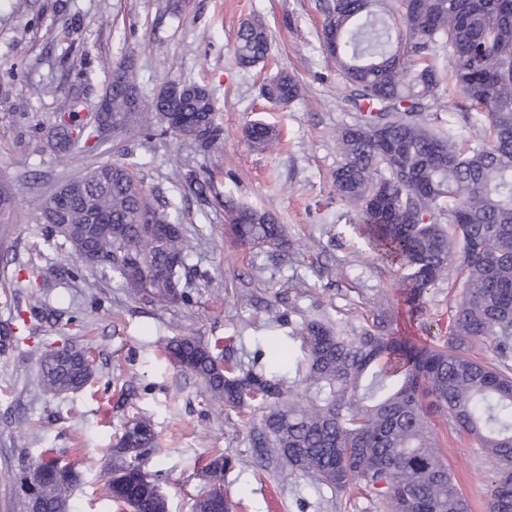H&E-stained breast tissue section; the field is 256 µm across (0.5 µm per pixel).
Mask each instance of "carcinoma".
Listing matches in <instances>:
<instances>
[{"label":"carcinoma","instance_id":"obj_1","mask_svg":"<svg viewBox=\"0 0 512 512\" xmlns=\"http://www.w3.org/2000/svg\"><path fill=\"white\" fill-rule=\"evenodd\" d=\"M325 13L321 43L336 53L345 102L357 114L336 133V196L357 210L363 246L402 274L409 313L419 311L448 265L458 264L464 297L448 310V340L438 346L399 336L387 312L353 332L305 319L292 332L301 357L298 379L288 385L261 362V349L243 367L195 337L178 336L164 355L200 379L225 414L261 413L250 430L261 459L338 492L359 483L382 512H470L432 426L431 417L442 415L501 465L487 512H512V0H328ZM268 50L265 24L243 22L234 47L239 64L253 66ZM441 55L451 62L446 74L431 62ZM445 84L468 102L466 123L487 121L488 141L467 144L426 122ZM301 94L286 71L265 86L279 106ZM102 99L106 116L121 120L119 132L133 125L147 137L180 135L164 120L167 86L143 97L129 63L116 64ZM176 103L196 125L195 140L207 151L220 149L209 90L183 83ZM376 123L406 144L404 170L383 153ZM93 135L90 119L63 112L48 144L67 155ZM245 136L266 147L275 131L254 121ZM79 181L72 210H88L103 223H58L49 195L38 199L39 221L83 264L110 267L129 294L189 301L183 272L202 230L186 229L171 204L147 201L122 160L103 162ZM228 220L234 242L287 251L283 225L265 210L237 206ZM484 339L494 342L499 365L473 356V343ZM38 364L53 394L83 390L94 377L86 351L73 345L40 354ZM155 439L150 420L139 418L124 424L113 448L105 487L124 512H167L157 476L140 465ZM233 464L216 453L202 471L219 488ZM19 478L42 512H71L74 467L41 461ZM194 512H231V504L205 489Z\"/></svg>","mask_w":512,"mask_h":512}]
</instances>
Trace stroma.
<instances>
[{"label":"stroma","instance_id":"35a3bbf8","mask_svg":"<svg viewBox=\"0 0 512 512\" xmlns=\"http://www.w3.org/2000/svg\"><path fill=\"white\" fill-rule=\"evenodd\" d=\"M324 0H0V182L15 194L6 243L0 244V330L15 332L0 351V512H28L18 476L44 458L75 465L80 480L72 512H117L105 472L124 424L150 418L158 447L143 461L160 474L169 512H192L206 479L203 460L215 452L236 458L224 475L233 512H380L371 495L321 484L301 471L264 467L238 415L220 414L195 376L173 369L163 353L176 336L214 344L222 356L249 364L270 337L289 338L302 319L325 316L354 328L381 309L407 312L399 274L362 250L355 211L339 200L333 175L341 159L336 131L356 115L343 102V83L320 33ZM263 21L269 38L264 62L241 66L233 50L241 23ZM128 61L150 97L171 80L206 86L224 138L220 153L175 135L145 138L125 130L104 144L57 157L44 134L70 101L92 111ZM293 74L304 94L276 107L263 86L280 71ZM43 90L27 96L29 86ZM462 95L427 112L440 130L477 140L466 124ZM258 120L278 134L260 150L244 135ZM124 158L149 199L175 204L188 228L203 236L188 263L190 303L132 297L109 267H81L74 250L37 220L35 198ZM204 183L189 192L179 174ZM246 203L283 224L288 254L254 256L225 233L226 207ZM37 282L54 307L47 320L29 319L15 331L14 305H26L16 281ZM252 304L239 302L241 294ZM456 269L429 288L423 310L401 328L418 341L443 342L448 307L460 298ZM284 314L285 323L275 321ZM85 348L95 370L92 389L54 395L39 380L37 359L54 346ZM444 456L471 505L486 512L500 465L467 434L433 418Z\"/></svg>","mask_w":512,"mask_h":512}]
</instances>
